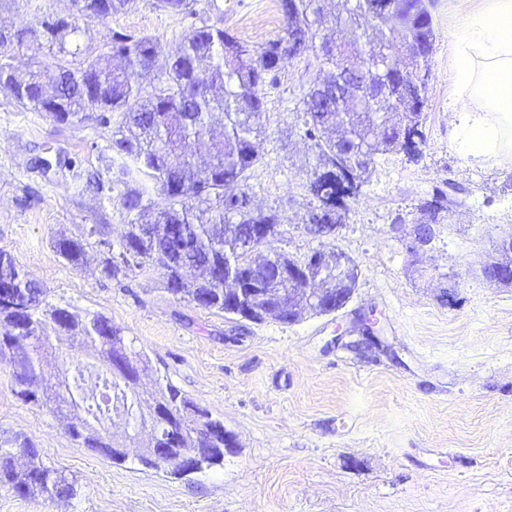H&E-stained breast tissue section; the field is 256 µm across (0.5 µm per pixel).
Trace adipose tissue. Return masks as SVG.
<instances>
[{
	"label": "adipose tissue",
	"instance_id": "adipose-tissue-1",
	"mask_svg": "<svg viewBox=\"0 0 512 512\" xmlns=\"http://www.w3.org/2000/svg\"><path fill=\"white\" fill-rule=\"evenodd\" d=\"M448 36L458 150L512 162V0H454Z\"/></svg>",
	"mask_w": 512,
	"mask_h": 512
}]
</instances>
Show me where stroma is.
<instances>
[{
  "instance_id": "1",
  "label": "stroma",
  "mask_w": 512,
  "mask_h": 512,
  "mask_svg": "<svg viewBox=\"0 0 512 512\" xmlns=\"http://www.w3.org/2000/svg\"><path fill=\"white\" fill-rule=\"evenodd\" d=\"M270 0H197L169 14L155 0L79 35L95 54L120 31L176 46L201 21H222L254 47L283 33L266 22ZM435 33L419 161L391 154L371 170L335 235L305 223L313 155L302 99L322 76L319 43L283 60L267 87L268 129L248 181L254 207L276 209L280 246L302 257L320 247L354 261L355 291L339 311L286 325L239 323L179 300L159 274L106 277L90 251L85 269L53 242L107 225L118 240L122 164L96 113L62 125L0 88V250L47 291L51 304L100 313L149 360L139 392L171 381L223 420L238 442L223 466L185 478L116 462L68 433L70 417L23 405L0 362V435L32 440L44 463L74 480L72 500L29 499L0 487V512H512V285L487 280L495 242L512 231V165L490 167L455 147L448 111L450 0H429ZM69 0H0V28L40 29ZM454 184L448 223L412 255L405 240L418 207ZM374 315L369 337L359 319Z\"/></svg>"
}]
</instances>
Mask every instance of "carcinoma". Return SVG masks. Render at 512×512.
I'll return each mask as SVG.
<instances>
[{"label":"carcinoma","instance_id":"carcinoma-1","mask_svg":"<svg viewBox=\"0 0 512 512\" xmlns=\"http://www.w3.org/2000/svg\"><path fill=\"white\" fill-rule=\"evenodd\" d=\"M345 15L324 10L322 0H280L285 19L283 35L262 48L228 32L221 24L202 23L193 27L181 43L163 53L148 36L133 37L116 31L112 55L123 65H102L101 58L82 47L80 23L104 21L126 13L136 0H83L82 13L67 23L45 22L50 47L60 55L51 72L36 69L21 81L9 79L15 99L35 110L48 113L55 122L67 124L79 118L86 102L99 106V123L108 126L112 114L122 120L112 131V152L125 160L119 181H148L158 186L164 204L154 209L150 220L142 217L151 203L144 191L130 188L119 197L124 213V231L112 241L103 227L87 230L78 238H59L53 248L59 257L77 269L82 267L87 249L102 248V273L118 272L161 275L164 289L178 299H189L215 312L244 318L233 289H224V280L237 276L252 262L243 242L255 224L267 225L269 241L262 243L270 268L299 263L288 252L274 247L285 232L280 230L276 211L255 210L251 206L247 181L261 161L256 141L267 130L264 87L273 83L280 63L302 55L321 31L343 25L357 33L359 20H377L363 32L365 46L374 58V77L368 97L340 111L314 112L310 95L303 98V136L310 142L315 164L311 176L315 187L310 214L321 215L323 224L344 221L346 200L360 194L367 179L354 175L352 185L346 175L352 156L360 153L375 162L376 157L402 153L410 160L422 155V131L428 100L429 61L433 52L432 19L425 0H344ZM195 0H156L167 13H190ZM33 38V30H0V75L13 74L7 56ZM399 46L401 65L389 63L391 51ZM79 59V66L71 60ZM152 73L156 82L146 90L140 78ZM224 113V141L208 142L210 119ZM205 149L210 162L202 170L193 164L194 154ZM447 194L436 190L434 199L421 203L417 225L437 224L448 211ZM487 279L512 284V258L484 269ZM262 303L269 307L291 300L307 311L308 297L303 284L290 283L275 275L256 283ZM53 325L56 336L45 334ZM68 339L81 346L83 354L104 362L122 354L133 360L143 373L148 359L135 350L133 340L100 314L82 315L46 301V291L9 253L0 251V359L17 369L15 395L25 405L61 410L72 407L69 390L53 388L44 374L43 363L53 351V341ZM140 385V376H126L102 383L127 406L126 419L141 424L134 409L130 389ZM110 408L103 399L90 394L81 411L98 418ZM147 409L166 424L181 429L178 448H198L191 467L171 469L178 476L224 464V423L210 411L188 398L171 381L157 383ZM71 438L85 447L122 462L126 454H112V436L96 434L85 419L71 425ZM28 458L17 468L16 453ZM9 487L23 498L72 499L75 484L40 459V450L26 438L0 440V486Z\"/></svg>","mask_w":512,"mask_h":512}]
</instances>
